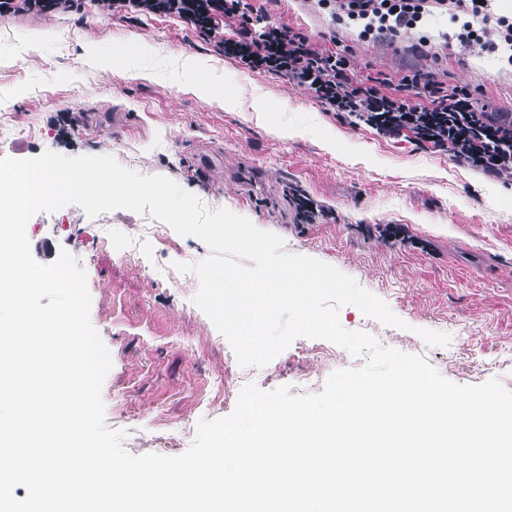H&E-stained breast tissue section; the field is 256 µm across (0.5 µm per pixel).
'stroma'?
I'll return each instance as SVG.
<instances>
[{
	"label": "stroma",
	"instance_id": "obj_1",
	"mask_svg": "<svg viewBox=\"0 0 512 512\" xmlns=\"http://www.w3.org/2000/svg\"><path fill=\"white\" fill-rule=\"evenodd\" d=\"M264 8L269 22L346 52L355 78L381 72L396 81L412 65L512 114L505 53L460 47L449 16L387 43L361 37L317 0H266ZM424 36L431 46L421 55L414 47ZM128 43L139 48L135 58L108 65V50ZM188 62L222 97L191 89ZM47 150L113 156L172 179L206 210L247 217L280 236L285 253L335 267L403 322L387 326L348 304L339 310L344 329L423 356L453 383L495 378L512 390V174L488 177L412 134H379L306 88L244 68L176 17L117 13L98 0L0 18V157ZM298 197L310 200L311 223ZM26 233L38 262L65 251L87 274L90 319L112 359L105 420L126 431L130 454L184 453L199 422L229 416L246 384L318 393L334 371L368 360L300 336L265 365H240L193 301L197 275L167 276L173 262H199L210 248L149 213L92 218L70 205L35 213ZM424 329L448 334L449 344H427Z\"/></svg>",
	"mask_w": 512,
	"mask_h": 512
}]
</instances>
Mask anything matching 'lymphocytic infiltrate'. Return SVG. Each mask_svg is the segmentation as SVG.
<instances>
[{
    "instance_id": "lymphocytic-infiltrate-1",
    "label": "lymphocytic infiltrate",
    "mask_w": 512,
    "mask_h": 512,
    "mask_svg": "<svg viewBox=\"0 0 512 512\" xmlns=\"http://www.w3.org/2000/svg\"><path fill=\"white\" fill-rule=\"evenodd\" d=\"M340 20L362 24L366 38L396 36L430 16L468 15L455 38L512 52V17L494 16L493 0H318ZM180 19L203 35L220 20H237L233 37L221 39L225 57L248 69L284 77L311 90L334 111L364 121L379 132L409 131L418 141L447 148L454 160L497 177L512 172V119L477 106L470 90L450 86L434 73L414 70L401 79L402 94L382 89L383 78L350 76L344 54L317 49L302 31L270 25L248 0H181Z\"/></svg>"
}]
</instances>
